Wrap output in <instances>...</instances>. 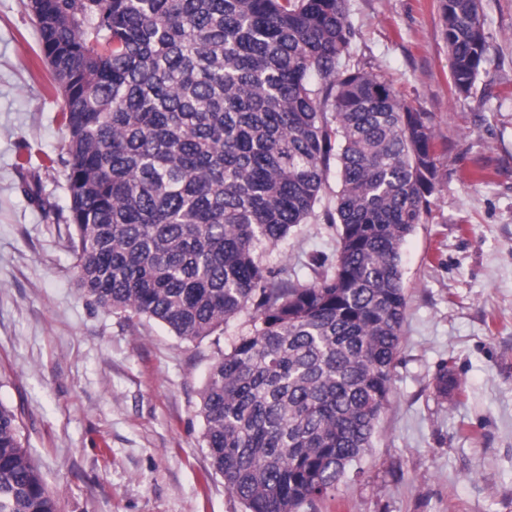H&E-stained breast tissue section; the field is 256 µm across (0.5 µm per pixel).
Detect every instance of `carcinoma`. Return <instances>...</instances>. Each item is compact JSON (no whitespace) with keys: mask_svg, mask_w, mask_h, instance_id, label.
Instances as JSON below:
<instances>
[{"mask_svg":"<svg viewBox=\"0 0 512 512\" xmlns=\"http://www.w3.org/2000/svg\"><path fill=\"white\" fill-rule=\"evenodd\" d=\"M459 96L488 49L480 0H440ZM62 93L66 219L83 295L194 343L250 311L200 391L214 473L246 512L336 490L389 403L400 249L439 184L431 116L354 59L345 0H29ZM339 170L336 259L309 281L264 252ZM442 398L460 389L439 365ZM0 512H56L0 403Z\"/></svg>","mask_w":512,"mask_h":512,"instance_id":"carcinoma-1","label":"carcinoma"}]
</instances>
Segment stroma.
Returning a JSON list of instances; mask_svg holds the SVG:
<instances>
[{"label": "stroma", "mask_w": 512, "mask_h": 512, "mask_svg": "<svg viewBox=\"0 0 512 512\" xmlns=\"http://www.w3.org/2000/svg\"><path fill=\"white\" fill-rule=\"evenodd\" d=\"M28 0H0V403L20 419L56 512H244L212 474L199 391L249 312L185 343L76 286L63 222L62 96ZM356 59L435 125L438 190L406 238L407 298L389 404L358 468L317 512H512V0H482L489 50L451 87L439 0H345ZM39 185L43 210L25 193ZM338 173L265 262L314 279L336 258ZM453 361L461 384L441 399ZM436 391L444 399L460 389V382L454 370L448 367L447 362H442L435 376Z\"/></svg>", "instance_id": "35a3bbf8"}]
</instances>
